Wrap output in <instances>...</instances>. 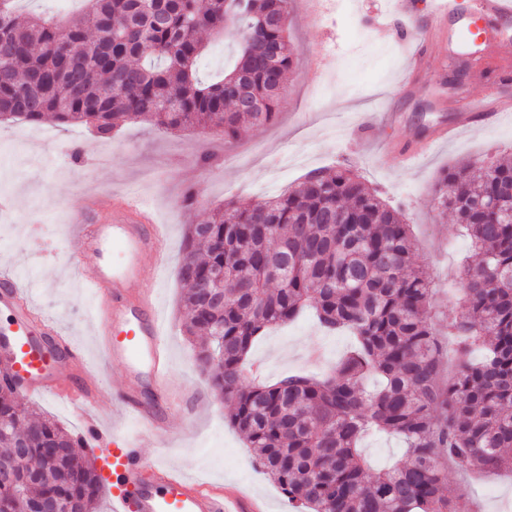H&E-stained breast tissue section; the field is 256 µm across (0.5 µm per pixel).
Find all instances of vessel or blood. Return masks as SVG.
<instances>
[{
	"label": "vessel or blood",
	"mask_w": 512,
	"mask_h": 512,
	"mask_svg": "<svg viewBox=\"0 0 512 512\" xmlns=\"http://www.w3.org/2000/svg\"><path fill=\"white\" fill-rule=\"evenodd\" d=\"M415 0H390L388 11L375 13L374 36L410 49L404 77L412 79L427 52ZM478 12L499 22L512 20V0H478ZM512 116V98L488 95L462 106L457 119L438 129L421 147L402 156L404 164L421 162L460 131L479 130ZM69 234L77 253L91 254L94 265L80 280L93 297L92 316L100 328L98 345L108 363L122 364L126 380L115 392V421L132 420L139 433L112 451L107 476L112 512H265L264 503L233 484H213L187 477L165 462L141 453L151 437L166 427L171 412L196 420L208 408L197 391L169 384L171 360L157 308L158 279H145V262L161 266L170 239L152 211L128 198L108 217L87 223L73 219ZM122 264H114L113 255ZM0 335L6 336L8 361L19 391L28 397L54 396L83 408L93 407L99 389L91 379L83 351L55 321L38 316L14 268H0Z\"/></svg>",
	"instance_id": "vessel-or-blood-1"
}]
</instances>
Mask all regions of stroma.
<instances>
[{
  "mask_svg": "<svg viewBox=\"0 0 512 512\" xmlns=\"http://www.w3.org/2000/svg\"><path fill=\"white\" fill-rule=\"evenodd\" d=\"M447 3L443 33L429 45L427 62L408 90L400 83L404 60L399 46L371 38L365 23L368 13L386 10L388 0H349L321 20L310 15L307 0H293L288 29L296 62L278 118L267 126L244 128L231 142H220L198 128L169 133L145 122L124 123L107 139L49 118L32 125L0 124V202L11 204L0 214V266L15 267L20 284L34 289L36 311L53 318L92 358L93 377L104 384L95 407L104 427L129 435L138 431L132 421L112 423V393L122 385L124 369L94 358L92 298L78 279L79 267L94 259L74 256L68 242V221L83 213L92 192L104 205L119 195H138L167 224L171 246L159 300L173 366L170 380L207 394L208 378L199 371L182 332L183 286L177 269L187 225L206 220L226 202L249 206L272 191H285L312 170L352 168L409 224L416 262L435 286L432 323L444 351L441 376L455 373L458 339L449 335L448 321L460 311L457 282L472 251L455 218L436 210L433 189L448 169L512 155V121L461 134L414 168L399 166L395 152L420 131H433L451 119L468 100L512 94V80H501L499 71L484 66L490 55L512 62V40L466 42L460 19L474 14L476 0ZM318 55L329 82L323 90L307 79ZM76 145L85 154L79 165L71 158ZM206 150L215 158L204 166L199 155ZM189 189L196 201L187 208L182 199ZM353 342L349 332L322 330L308 310L287 325L267 330L248 360L265 364L263 380L271 384L292 372H323ZM228 415V404L216 398L194 424L172 417L165 447H150L146 453L201 480L239 485L263 498L267 512H291L287 498L262 474ZM448 482L465 488L477 512H512L511 475L475 477L452 467Z\"/></svg>",
  "mask_w": 512,
  "mask_h": 512,
  "instance_id": "obj_1",
  "label": "stroma"
}]
</instances>
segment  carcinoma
I'll list each match as a JSON object with an SVG mask.
<instances>
[{
	"mask_svg": "<svg viewBox=\"0 0 512 512\" xmlns=\"http://www.w3.org/2000/svg\"><path fill=\"white\" fill-rule=\"evenodd\" d=\"M0 0V122L85 125L109 137L117 122L201 128L235 139L274 122L294 64L291 0H87L83 15L25 19ZM238 44L234 63L197 77L199 34ZM512 158L473 178L446 171L437 209L452 212L478 260L462 272L461 337L451 383L431 326L432 286L413 266L409 225L350 168L313 172L288 193L239 208L232 202L190 224L178 268L184 333L229 420L296 512H470L448 464L512 471ZM217 271L224 286L209 284ZM315 310L356 342L321 378L291 375L244 386L262 331ZM479 349L481 362L468 361ZM380 377L370 391L365 379ZM402 437L404 459L375 471L364 437ZM84 440L31 412L0 385V512H42L49 500L97 512L105 479Z\"/></svg>",
	"mask_w": 512,
	"mask_h": 512,
	"instance_id": "carcinoma-1",
	"label": "carcinoma"
}]
</instances>
